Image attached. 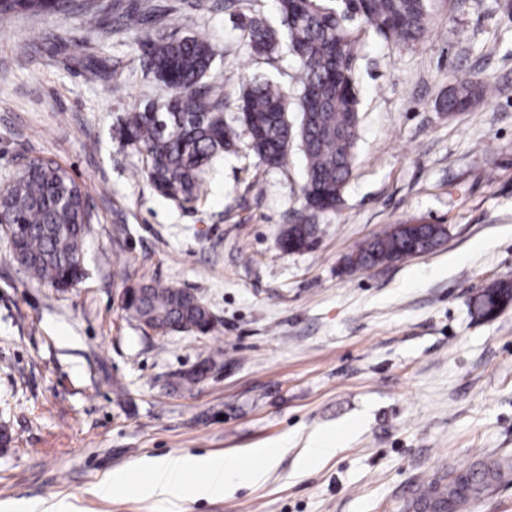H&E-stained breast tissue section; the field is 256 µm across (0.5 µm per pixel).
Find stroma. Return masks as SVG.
Listing matches in <instances>:
<instances>
[{
    "label": "stroma",
    "instance_id": "stroma-1",
    "mask_svg": "<svg viewBox=\"0 0 512 512\" xmlns=\"http://www.w3.org/2000/svg\"><path fill=\"white\" fill-rule=\"evenodd\" d=\"M85 10L0 21V183L26 158L54 159L89 194L84 276L31 280L0 229V502L65 501L72 512H406L418 483L512 457V306L492 319L472 298L512 278V0H430L429 32L403 46L361 32L353 48L356 159L338 210L305 206V161L276 168L247 146L220 154L208 192L186 204L132 178L144 158L118 137L128 112L161 101L141 42L161 28L210 39L236 118L238 72L295 89L290 58L252 54L250 17L272 0H86ZM140 14V30L121 16ZM496 85L443 111L458 80ZM313 218L314 245L285 252ZM410 220L444 224L433 252L352 269L355 246ZM192 292L215 332L158 334L129 320L125 288ZM191 390L174 374L207 359ZM335 450L319 462L316 441ZM283 454L260 485L170 505L118 488L144 457ZM318 232L317 224H291L280 240V246L286 252H300L309 249Z\"/></svg>",
    "mask_w": 512,
    "mask_h": 512
}]
</instances>
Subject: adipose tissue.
<instances>
[{
    "mask_svg": "<svg viewBox=\"0 0 512 512\" xmlns=\"http://www.w3.org/2000/svg\"><path fill=\"white\" fill-rule=\"evenodd\" d=\"M281 454L277 448H253L248 457L208 454L139 459L133 472L144 475L146 494L168 502L186 496L211 499L223 496L236 482H263Z\"/></svg>",
    "mask_w": 512,
    "mask_h": 512,
    "instance_id": "1",
    "label": "adipose tissue"
}]
</instances>
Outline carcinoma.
Instances as JSON below:
<instances>
[{
  "mask_svg": "<svg viewBox=\"0 0 512 512\" xmlns=\"http://www.w3.org/2000/svg\"><path fill=\"white\" fill-rule=\"evenodd\" d=\"M46 0H0V17L17 10L45 7ZM279 17L275 27L263 18L246 23L248 45L264 56L286 48L294 56L301 84L295 96L274 82L243 72L238 120L248 136L257 164L279 166L293 144L306 160L303 188L306 207L316 213L336 209L351 178L358 140V91L352 74L355 29L360 26L386 40L411 45L429 28V0H273ZM145 65L168 92L161 102H146L131 112L119 128L120 139L146 160L144 175L164 197L190 203L203 192L204 173L222 152L237 147L238 128L224 116V88L212 75L215 47L198 36L173 38L163 31L143 42ZM493 89L488 84L458 82L444 107L459 112ZM300 114L299 125L288 117L290 101ZM87 198L69 172L54 161L36 158L12 183L7 208L18 223L12 259L33 278L57 288L74 286L83 276L76 259L83 254L87 233ZM441 226L420 228L412 245L406 233L392 226L356 247L359 268L383 259L399 261L442 243ZM318 225L293 224L280 240L286 252L310 248ZM129 318L153 331L176 327L206 335L214 332L211 311L194 295L171 285L145 283L126 292ZM512 304V279L500 280L472 300L474 314L487 319ZM512 482L507 457L458 470L443 481L433 478L420 486L407 504L410 512H464L495 485Z\"/></svg>",
  "mask_w": 512,
  "mask_h": 512,
  "instance_id": "obj_1",
  "label": "carcinoma"
}]
</instances>
